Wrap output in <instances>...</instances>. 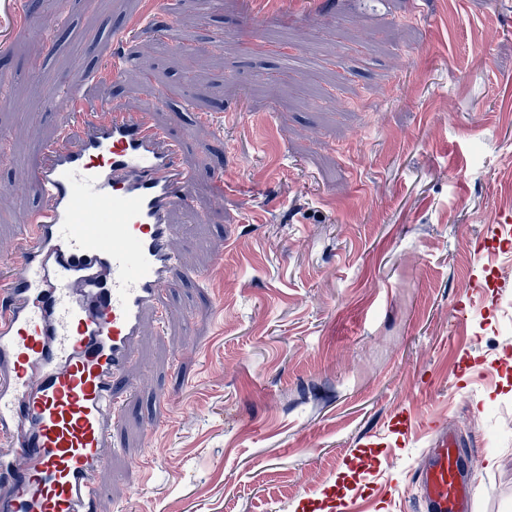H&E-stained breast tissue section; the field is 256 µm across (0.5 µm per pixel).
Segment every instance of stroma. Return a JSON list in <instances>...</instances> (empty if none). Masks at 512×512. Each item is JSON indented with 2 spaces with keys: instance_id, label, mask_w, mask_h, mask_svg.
I'll use <instances>...</instances> for the list:
<instances>
[{
  "instance_id": "35a3bbf8",
  "label": "stroma",
  "mask_w": 512,
  "mask_h": 512,
  "mask_svg": "<svg viewBox=\"0 0 512 512\" xmlns=\"http://www.w3.org/2000/svg\"><path fill=\"white\" fill-rule=\"evenodd\" d=\"M210 0L187 14L203 56L199 83L221 80L204 124L157 107L131 65L83 88L103 107L143 103L187 137L198 219L179 246L185 278L165 325L147 318L149 366L116 428L96 512H411L413 476L430 444L421 422L457 426L479 457L475 512H512V282L496 273L512 247V0ZM157 0H93L73 11L0 0V50L29 95L30 52L61 83L75 58L69 23L132 28L167 87L174 59L154 52ZM261 25L270 52L249 45ZM227 33L214 50L210 30ZM315 65L262 77L275 48ZM237 110L243 121L228 124ZM11 154L0 162V246L18 233L16 191L33 192L53 111L0 112ZM224 164V196L212 170ZM466 301L463 316L453 307ZM162 396L165 427L142 421ZM411 428L403 440V428ZM370 460L364 473L357 458Z\"/></svg>"
}]
</instances>
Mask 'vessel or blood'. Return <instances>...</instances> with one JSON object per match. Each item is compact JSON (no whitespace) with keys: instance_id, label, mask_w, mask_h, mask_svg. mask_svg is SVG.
<instances>
[{"instance_id":"1","label":"vessel or blood","mask_w":512,"mask_h":512,"mask_svg":"<svg viewBox=\"0 0 512 512\" xmlns=\"http://www.w3.org/2000/svg\"><path fill=\"white\" fill-rule=\"evenodd\" d=\"M46 106L59 136L0 255V512H95L144 318L165 322L183 280L172 216L193 213L197 173L150 110L92 109L49 84L21 108ZM428 426L420 512H471L477 463Z\"/></svg>"}]
</instances>
